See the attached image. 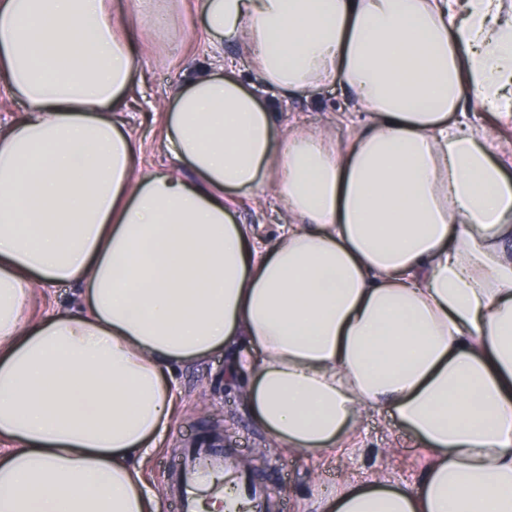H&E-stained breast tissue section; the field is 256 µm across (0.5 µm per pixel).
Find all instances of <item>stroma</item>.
<instances>
[{
  "mask_svg": "<svg viewBox=\"0 0 512 512\" xmlns=\"http://www.w3.org/2000/svg\"><path fill=\"white\" fill-rule=\"evenodd\" d=\"M169 23L164 30L136 28L141 83L131 108L130 130L142 142L147 163L161 166L169 158L159 144L165 97L178 86L185 71L196 66H233L246 86L256 82L246 53L238 46L215 49L201 28L199 0H157ZM280 126L291 120L313 128L335 124L346 106L339 89L322 88L307 99L285 98L266 91L261 95ZM239 223L252 226L266 243L276 241L284 222L274 190L237 206ZM230 356L217 353L181 365L173 372L180 395V412L151 451L144 468L149 490L162 501V512H175L163 473L174 468L183 448L200 442L223 444L231 458L253 460L252 475L267 489L277 512H313L315 498L336 486L373 475L401 484H417L428 454L387 411L367 410L341 448L301 455L272 441L254 420L243 399L245 377L228 378Z\"/></svg>",
  "mask_w": 512,
  "mask_h": 512,
  "instance_id": "obj_1",
  "label": "stroma"
}]
</instances>
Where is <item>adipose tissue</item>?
<instances>
[{
  "mask_svg": "<svg viewBox=\"0 0 512 512\" xmlns=\"http://www.w3.org/2000/svg\"><path fill=\"white\" fill-rule=\"evenodd\" d=\"M259 85H329L364 121L285 130L234 71L187 74L148 167L122 116L153 0H0V512H160L148 454L174 366L225 350L258 424L299 454L366 408L427 449L322 512H512V0H202ZM275 188L264 245L236 206ZM70 284L77 310L31 316Z\"/></svg>",
  "mask_w": 512,
  "mask_h": 512,
  "instance_id": "ef3b65f1",
  "label": "adipose tissue"
}]
</instances>
